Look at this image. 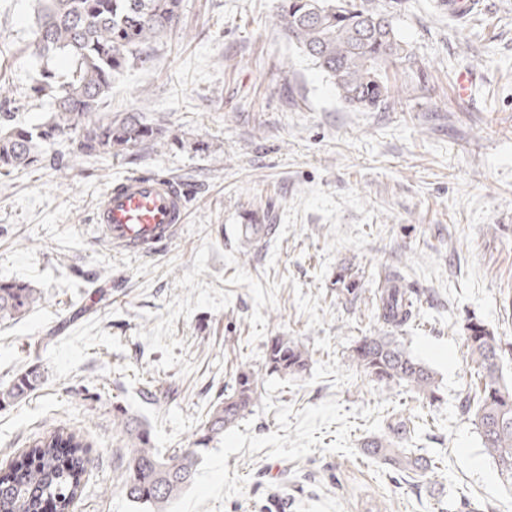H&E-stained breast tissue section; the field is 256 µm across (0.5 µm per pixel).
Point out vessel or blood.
Here are the masks:
<instances>
[{"label":"vessel or blood","mask_w":512,"mask_h":512,"mask_svg":"<svg viewBox=\"0 0 512 512\" xmlns=\"http://www.w3.org/2000/svg\"><path fill=\"white\" fill-rule=\"evenodd\" d=\"M188 202L186 188L173 178L131 175L101 196L93 222L114 248L150 255L177 236L187 221Z\"/></svg>","instance_id":"b4317fda"}]
</instances>
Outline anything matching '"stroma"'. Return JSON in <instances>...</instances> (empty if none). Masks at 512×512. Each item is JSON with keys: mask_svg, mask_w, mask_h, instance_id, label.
<instances>
[{"mask_svg": "<svg viewBox=\"0 0 512 512\" xmlns=\"http://www.w3.org/2000/svg\"><path fill=\"white\" fill-rule=\"evenodd\" d=\"M277 0H183L151 67L112 81L106 109L141 112L168 144L133 155L0 175V279L32 282L36 308L0 323V385L37 368L40 385L0 407V473L64 427L91 464L72 512H136L121 490L128 454L113 419L145 424L164 451L193 447L240 368L262 399L212 442L170 512H512V484L461 408L474 365L467 318L512 343V0L458 20L434 0L394 17L420 73L400 75L404 109L342 103L272 24ZM36 0H0L15 122L33 95L26 45ZM471 69V97L455 92ZM184 183L188 221L154 255L93 234L102 194L126 176ZM250 224L275 231L254 250ZM397 275L417 316L393 334L432 368L439 398L378 385L349 355L377 334L379 280ZM354 288L342 287V280ZM308 349L307 371L267 373L265 343ZM404 448L437 462L431 480L395 475L364 451L394 417Z\"/></svg>", "mask_w": 512, "mask_h": 512, "instance_id": "1", "label": "stroma"}]
</instances>
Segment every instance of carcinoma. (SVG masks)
I'll use <instances>...</instances> for the list:
<instances>
[{
  "label": "carcinoma",
  "mask_w": 512,
  "mask_h": 512,
  "mask_svg": "<svg viewBox=\"0 0 512 512\" xmlns=\"http://www.w3.org/2000/svg\"><path fill=\"white\" fill-rule=\"evenodd\" d=\"M34 35L26 46L40 65L34 92L50 109L32 125L16 124L0 113V174L37 166L42 147L72 135L70 166L78 159L118 157L149 145L165 144L161 124L136 114H112L101 106L112 91V78L129 67L151 62L153 45L178 24L182 0H37ZM406 0H278L275 27L330 80L338 98L365 112H384L402 104L405 88L391 73L417 64L415 52L395 25L374 26ZM64 57L67 72L59 76L53 60ZM37 289L21 280L0 281V320H17L39 302ZM375 316L385 327H401L416 318L411 291L388 273L375 293ZM465 342L479 382L462 408L472 413L482 445L506 480L512 481V380L504 381L500 365L501 337L481 321L468 318ZM308 350L285 336L265 345V368L295 377L309 364ZM351 360L379 383H404L434 401L435 373L413 357L392 336H366L351 350ZM41 373L33 368L0 389V407L18 402L36 388ZM261 391L254 372L241 369L231 391L207 413L195 447L161 453L146 428L121 416L118 425L129 440V459L122 489L143 512H168L169 505L197 474L201 450L224 435L257 405ZM411 433L410 420L399 419L391 434L369 438L364 447L391 470L407 472L421 482L435 473L432 459L416 455L400 443ZM88 443L78 433L55 430L33 442L0 481V512H68L82 493L88 464Z\"/></svg>",
  "instance_id": "obj_1"
}]
</instances>
